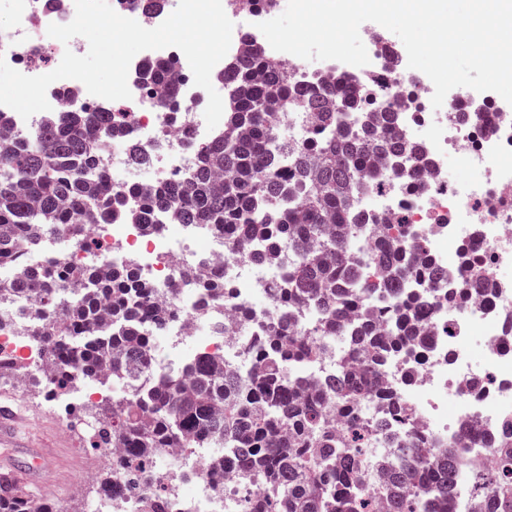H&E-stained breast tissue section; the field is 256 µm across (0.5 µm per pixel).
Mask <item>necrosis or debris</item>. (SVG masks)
Segmentation results:
<instances>
[{
  "instance_id": "necrosis-or-debris-1",
  "label": "necrosis or debris",
  "mask_w": 512,
  "mask_h": 512,
  "mask_svg": "<svg viewBox=\"0 0 512 512\" xmlns=\"http://www.w3.org/2000/svg\"><path fill=\"white\" fill-rule=\"evenodd\" d=\"M2 10L15 16L14 48L4 59L24 75L43 74L39 60L44 53H51L57 65L65 51L78 55L88 51L84 37L64 44L47 34L49 23L73 20L74 0H59L52 10L44 0H0ZM363 43L370 62L357 68V76L376 88L409 90L413 102L401 107L398 126L429 157L425 171L411 179L401 168L383 162L380 180L356 196L355 206L366 223L360 234L363 247L374 249L380 224L396 215L404 223V234L424 241L427 259L441 274L435 284L439 293H446L449 282L472 261L479 262L495 284L490 295L477 303H446L432 310L424 321V347L386 358L378 379L394 391L425 439L439 445L471 432L469 455L487 464L491 456L480 439L512 426V337L505 331L512 321V166L502 162L503 156L512 154V113L467 87L458 88L450 101L433 108L432 81L408 68L393 42L379 41L372 32ZM168 58L176 61L178 107L173 112L160 111L155 94L136 79L145 64ZM129 74L134 118L121 134L103 140L100 161L105 175L113 186L151 192L187 181L197 165L193 144L212 137L199 105L204 89L194 85L186 57L175 47L143 51L131 62ZM46 96L50 110L27 119L0 106L10 137H25L67 112L104 103L74 79L53 82ZM479 102L485 105L484 119L480 125H469L460 111ZM131 141L149 157L150 179H141L130 164L126 146ZM452 166L472 171V179L449 181ZM92 234L110 242V250L97 253L75 247L71 234L60 230L45 236L26 253L23 263L0 261V285L12 284L23 266L33 264L91 269L101 276L134 268L155 288V304L168 311L163 323L143 321L151 336L167 346L164 357L151 361L150 377H161L207 354L244 374L255 363V346L271 316L302 324L311 319L306 311L274 302L271 288L283 283L286 270L252 260L259 243H252L246 253L232 251L210 225L182 224L167 215L151 227L96 224ZM216 267L224 273L229 295L222 311L210 312L206 289L182 287L181 277L189 269L204 276ZM37 307L34 299L15 296L0 304V358L25 363L47 382L48 402L60 405L64 399L49 385L53 370L41 343L18 329ZM208 463L206 454L180 448L154 459L153 479L131 485L124 473H117L120 488L107 500L104 512H142L147 499L161 501L163 512H244L235 473L210 475Z\"/></svg>"
}]
</instances>
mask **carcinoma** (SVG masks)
<instances>
[{
    "label": "carcinoma",
    "mask_w": 512,
    "mask_h": 512,
    "mask_svg": "<svg viewBox=\"0 0 512 512\" xmlns=\"http://www.w3.org/2000/svg\"><path fill=\"white\" fill-rule=\"evenodd\" d=\"M246 40L249 51L224 67L234 96L224 135L198 149L197 169L181 185L141 196L134 188L83 177L97 166L101 137L125 121L126 113L112 107L73 112L30 133L21 146L1 138L0 258L34 248L60 227L78 233L84 224L152 225L159 211L169 210L186 224L218 228L234 250L261 242L254 254L259 261L276 264L288 253V280L276 289V299L311 308L316 320L297 330L273 319L245 379L205 355L144 392L154 340L134 318L142 313L160 322L165 311L150 306L155 289L137 282L134 272L103 278L77 304L58 298L82 285L80 271L69 277L32 269L10 292L36 297L55 314L49 329L35 319L32 334L43 342L60 388L127 387L103 404L89 442L127 449L131 471L147 473L167 448H217L210 459L215 470L228 465L244 484L262 479L263 496L250 502L248 512H371L375 491L385 512H453L465 449L452 442L425 447L402 406L377 381L384 354L425 342L418 327L431 296L424 288L407 298L403 286L410 279L432 283L439 272L410 253L405 236L391 233L392 224L383 225L372 253L355 249L363 224L353 212V194L378 178L379 159L424 165L426 151L396 130L392 94L367 99L355 88L356 77L341 74L319 96L265 58L251 35ZM175 67L165 60L145 68L165 112L176 111ZM287 104L316 112L334 136L315 135L299 147L282 140L279 115ZM373 107L376 120L344 123L347 114ZM129 197L138 199L136 207L126 204ZM200 287L220 301L227 294L218 269ZM491 288L473 263L448 289V299L478 297ZM329 336L351 352L356 368L342 361L336 376L317 387L288 374ZM370 401L389 413L368 426L361 406ZM394 416L401 417L399 452L387 458L385 480L374 489L364 459L387 436ZM485 443L496 453V467L472 473L471 489L484 512H512V433ZM0 512H30L8 472L0 473Z\"/></svg>",
    "instance_id": "cac0c4a2"
}]
</instances>
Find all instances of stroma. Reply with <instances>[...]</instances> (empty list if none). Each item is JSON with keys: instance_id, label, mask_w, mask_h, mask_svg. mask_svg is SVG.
I'll list each match as a JSON object with an SVG mask.
<instances>
[{"instance_id": "obj_1", "label": "stroma", "mask_w": 512, "mask_h": 512, "mask_svg": "<svg viewBox=\"0 0 512 512\" xmlns=\"http://www.w3.org/2000/svg\"><path fill=\"white\" fill-rule=\"evenodd\" d=\"M0 407L21 418L14 439L0 446V463L13 460L20 469L34 468L33 478H21L27 494L38 495L51 484L69 488L84 473L92 478L82 490L71 495L67 512H94L101 495L98 480L112 470V456L100 448L88 447L70 428L63 409L49 404L41 387L33 386L20 397L0 391Z\"/></svg>"}]
</instances>
